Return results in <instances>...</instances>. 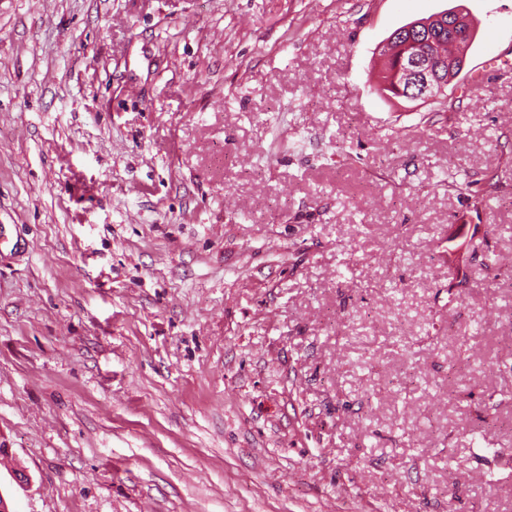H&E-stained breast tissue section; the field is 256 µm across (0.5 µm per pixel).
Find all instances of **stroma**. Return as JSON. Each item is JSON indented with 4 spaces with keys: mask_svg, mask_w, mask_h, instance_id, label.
<instances>
[{
    "mask_svg": "<svg viewBox=\"0 0 512 512\" xmlns=\"http://www.w3.org/2000/svg\"><path fill=\"white\" fill-rule=\"evenodd\" d=\"M0 448L13 512H512V0H0ZM435 16L432 15L428 18H421L417 20H413L408 22L393 32L401 31L396 37L395 41L392 43V48L396 50L394 58L392 61L384 65V69L382 71V75L380 76L379 86L377 90L381 94L389 95L391 97L400 98V95L392 88V82L389 81V72L395 66L397 59L400 57L402 53V46L410 37L409 31H402L405 26L409 24H416L418 32L414 31L412 33L413 37H421L422 40H427L430 43H427L426 46L429 49L430 54L439 61L441 58L449 59L450 57L460 53L461 51H465L466 55L468 50L470 49L474 39L476 37V33L474 28L472 27V31L470 29L469 24L464 20L465 17L461 14L460 16H456L451 20L452 23L459 22V30L467 33L468 36V44L467 48L465 45L456 47L454 42L455 40H450L448 38V29L442 27V24L439 20H432ZM392 32V33H393ZM471 44V45H470ZM449 45H455L456 49L454 52H451L448 48ZM470 45V46H469ZM438 68H433V62L430 56L420 49L415 48L412 52H407L401 55L399 62L397 63L395 69L392 71L393 81L396 85V89L398 92L403 95L406 94L410 96V87L413 84L419 89L420 93L415 94L416 98H424L427 100H433L437 90V80L435 71ZM406 86V90H403V87ZM408 87V88H407Z\"/></svg>",
    "mask_w": 512,
    "mask_h": 512,
    "instance_id": "1",
    "label": "stroma"
}]
</instances>
